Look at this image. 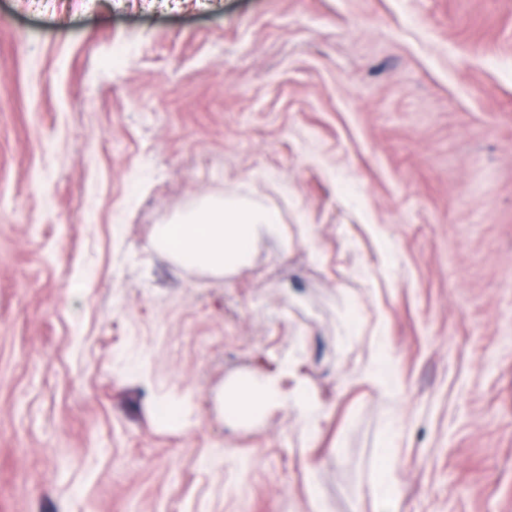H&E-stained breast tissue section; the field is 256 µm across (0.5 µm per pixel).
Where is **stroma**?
I'll return each instance as SVG.
<instances>
[{
  "instance_id": "1",
  "label": "stroma",
  "mask_w": 512,
  "mask_h": 512,
  "mask_svg": "<svg viewBox=\"0 0 512 512\" xmlns=\"http://www.w3.org/2000/svg\"><path fill=\"white\" fill-rule=\"evenodd\" d=\"M211 196L287 237L154 248ZM387 450L512 512V0H0V512H377ZM291 401L299 410L309 438L315 439L318 431L319 409L311 405L303 394L296 391L291 395L283 393L278 383L266 385H242L225 395V407L234 413L260 409L270 403L280 405Z\"/></svg>"
}]
</instances>
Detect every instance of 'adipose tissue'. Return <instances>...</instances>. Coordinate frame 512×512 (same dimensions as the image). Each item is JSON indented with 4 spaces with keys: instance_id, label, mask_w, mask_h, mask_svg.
Instances as JSON below:
<instances>
[{
    "instance_id": "adipose-tissue-1",
    "label": "adipose tissue",
    "mask_w": 512,
    "mask_h": 512,
    "mask_svg": "<svg viewBox=\"0 0 512 512\" xmlns=\"http://www.w3.org/2000/svg\"><path fill=\"white\" fill-rule=\"evenodd\" d=\"M275 211L248 203L208 198L177 224L156 225L153 244L178 262L213 273L243 263L254 242L266 234H284ZM294 404L309 438H316L318 408L301 393H283L278 384L243 385L225 395L232 412L259 409L270 403Z\"/></svg>"
}]
</instances>
